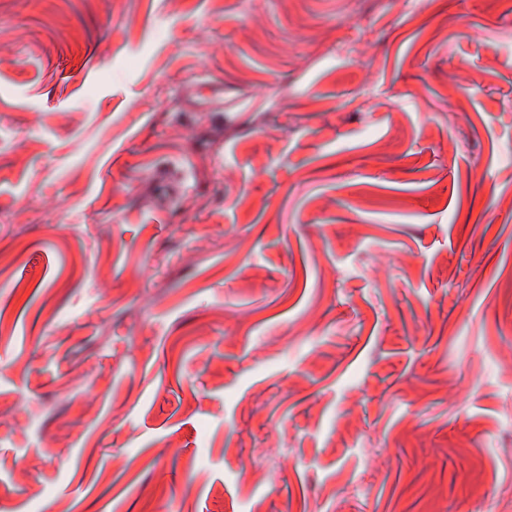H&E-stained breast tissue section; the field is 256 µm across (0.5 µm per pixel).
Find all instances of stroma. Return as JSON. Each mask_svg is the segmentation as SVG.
I'll return each mask as SVG.
<instances>
[{"label":"stroma","instance_id":"35a3bbf8","mask_svg":"<svg viewBox=\"0 0 512 512\" xmlns=\"http://www.w3.org/2000/svg\"><path fill=\"white\" fill-rule=\"evenodd\" d=\"M512 0H0V512H512Z\"/></svg>","mask_w":512,"mask_h":512}]
</instances>
